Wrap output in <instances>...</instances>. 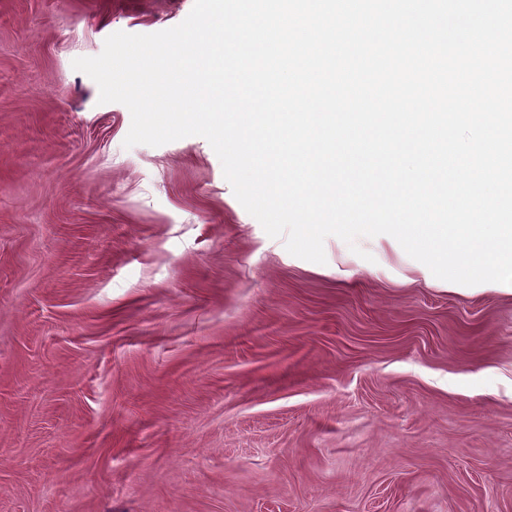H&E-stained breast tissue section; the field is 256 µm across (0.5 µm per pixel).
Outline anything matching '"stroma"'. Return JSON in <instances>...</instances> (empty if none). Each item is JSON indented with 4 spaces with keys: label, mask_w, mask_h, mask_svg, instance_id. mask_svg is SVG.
I'll use <instances>...</instances> for the list:
<instances>
[{
    "label": "stroma",
    "mask_w": 512,
    "mask_h": 512,
    "mask_svg": "<svg viewBox=\"0 0 512 512\" xmlns=\"http://www.w3.org/2000/svg\"><path fill=\"white\" fill-rule=\"evenodd\" d=\"M193 4L0 0V512H512V293L291 255L73 69Z\"/></svg>",
    "instance_id": "35a3bbf8"
}]
</instances>
